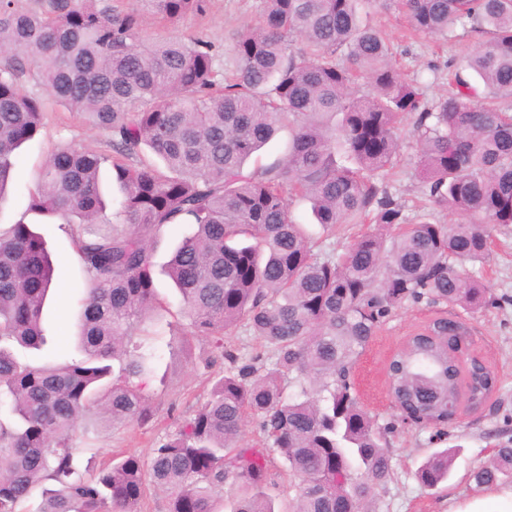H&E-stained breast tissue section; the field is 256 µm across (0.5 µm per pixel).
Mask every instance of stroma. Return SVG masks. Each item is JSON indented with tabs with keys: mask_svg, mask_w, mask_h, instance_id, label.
Masks as SVG:
<instances>
[{
	"mask_svg": "<svg viewBox=\"0 0 512 512\" xmlns=\"http://www.w3.org/2000/svg\"><path fill=\"white\" fill-rule=\"evenodd\" d=\"M258 5L259 0H213L205 19L187 17L175 25L150 15L141 36L146 40L175 39L192 33L221 48L233 33L257 23ZM359 14L363 23L387 39L403 77L422 80L432 99L448 88L446 61L454 60L457 68H464L468 53L477 43L471 36L446 44L432 37L406 39L407 21L393 0H367L360 5ZM105 141V134L82 115L61 106L52 107L40 133L21 152L14 168L12 193L0 209V225L15 223L24 216L28 191L34 186L38 169L56 148L71 145L101 151ZM391 180L409 206L419 205L418 158L407 122L401 125L399 163ZM33 228L44 236L55 258L70 260L74 249L58 219H35ZM478 276L494 295L512 299V225L496 227L492 258ZM155 286L160 304L146 321L142 338L145 349L155 354L154 375L145 391L151 420L143 426L115 428L101 426L91 418L83 420L79 428L88 432L94 445L82 449L80 458L91 467L110 464L130 453L149 461L155 440L175 432L180 420L209 399L213 382L224 369L222 362L213 361L208 338H190L185 347L174 342L168 326L179 319V296L160 272L155 276ZM83 292L78 265L70 260L62 287L52 289L45 303L47 343L39 350L15 347L20 362L40 366L79 357L78 316ZM451 314L468 324L473 353L495 373L499 384L480 409L465 412L459 423L449 427L447 439L439 444L432 439V429L401 424L389 393L387 368L391 356L403 348L409 336L434 319ZM353 379L363 407L379 423L391 421L396 425L388 436L393 475L377 493L375 512H455L460 503L479 491L473 472L492 461L498 444L512 439V302L474 312L424 302L404 305L381 325L357 362ZM442 447L455 453L451 476L438 488H422L415 473L432 452Z\"/></svg>",
	"mask_w": 512,
	"mask_h": 512,
	"instance_id": "35a3bbf8",
	"label": "stroma"
}]
</instances>
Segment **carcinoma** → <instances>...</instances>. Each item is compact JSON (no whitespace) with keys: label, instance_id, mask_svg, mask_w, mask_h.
Listing matches in <instances>:
<instances>
[{"label":"carcinoma","instance_id":"cac0c4a2","mask_svg":"<svg viewBox=\"0 0 512 512\" xmlns=\"http://www.w3.org/2000/svg\"><path fill=\"white\" fill-rule=\"evenodd\" d=\"M0 0V208L18 150L43 127L49 103L87 116L108 151L57 148L27 211L66 225L85 289L80 358L22 366L7 345L41 349L43 309L56 281L44 237L20 220L0 227V512L40 491L35 512H139L151 482L167 512H282L267 493L279 456L294 480L292 512H355L392 474L381 425L352 383L358 358L393 310L425 301L476 310L490 292L472 275L487 263L495 226L512 224V0H395L418 35L479 37L448 93L428 100L390 61L383 36L362 24L359 0H262L261 21L226 46L232 69L202 39H141L138 5ZM174 23L207 16L211 0H150ZM43 88L30 93L21 77ZM412 120L431 207L463 216L408 219L389 177L399 125ZM282 160L244 172L282 125ZM121 194L109 209L101 172ZM311 202L326 234L374 225L338 257L322 251L291 201ZM170 225L192 233L165 274L181 295L175 335L211 339L224 371L211 397L151 450L82 471L74 440L91 415L106 426L146 424L152 356L135 338L156 307L154 239ZM244 330L263 350L241 357L226 339ZM390 370L404 419L441 437L462 405L497 386L464 358L468 327L442 317ZM119 368H114V362ZM257 421L262 447L243 446ZM448 450L418 468L421 486L448 481ZM479 486L512 480V443L474 473Z\"/></svg>","mask_w":512,"mask_h":512}]
</instances>
